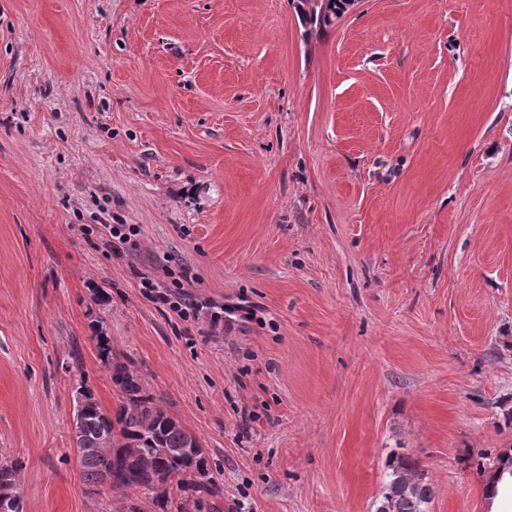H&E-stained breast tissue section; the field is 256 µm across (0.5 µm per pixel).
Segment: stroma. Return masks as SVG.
<instances>
[{
  "mask_svg": "<svg viewBox=\"0 0 512 512\" xmlns=\"http://www.w3.org/2000/svg\"><path fill=\"white\" fill-rule=\"evenodd\" d=\"M138 228L115 252L99 218ZM222 308L190 321L142 277ZM199 440L221 512H372L405 453L484 512L512 449V0H0V451L87 492L90 324ZM327 1H330V4H327L323 9H320V7H312L311 13L305 14V18L309 24L316 27L318 26L319 28L330 26L334 24L336 20L345 12V9L342 5L336 4V2L345 0ZM336 8L340 9L341 12L338 17L336 16Z\"/></svg>",
  "mask_w": 512,
  "mask_h": 512,
  "instance_id": "stroma-1",
  "label": "stroma"
}]
</instances>
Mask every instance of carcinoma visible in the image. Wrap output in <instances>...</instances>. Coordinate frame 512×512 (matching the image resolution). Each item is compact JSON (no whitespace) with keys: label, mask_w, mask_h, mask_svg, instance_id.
<instances>
[{"label":"carcinoma","mask_w":512,"mask_h":512,"mask_svg":"<svg viewBox=\"0 0 512 512\" xmlns=\"http://www.w3.org/2000/svg\"><path fill=\"white\" fill-rule=\"evenodd\" d=\"M345 12L338 0L305 14L307 22L320 28ZM98 356L112 383L123 395L115 414L101 406L93 390L82 382L83 411L76 416L73 431L85 485L108 482L121 496L136 495L151 502L155 512H184L193 493L220 495L211 480L202 446L192 456L168 455L166 448H180L195 439L177 419L157 405L144 391L138 372L112 350V341L101 323L92 326ZM20 460L0 453V512H26L20 488ZM433 489L425 472L410 457L393 452L388 461L387 481L373 504L374 512H430Z\"/></svg>","instance_id":"cac0c4a2"}]
</instances>
